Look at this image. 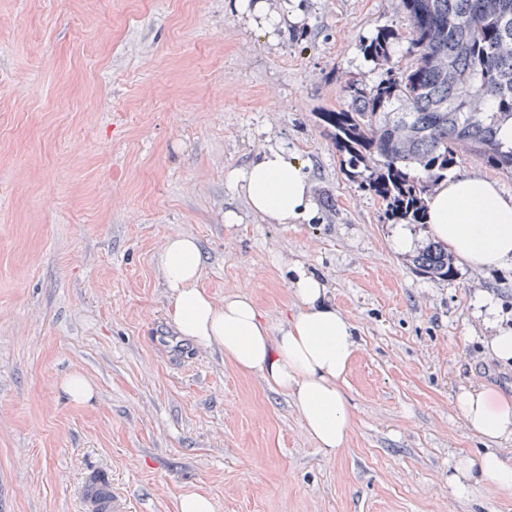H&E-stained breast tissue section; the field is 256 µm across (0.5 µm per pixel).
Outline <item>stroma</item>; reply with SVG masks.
<instances>
[{"mask_svg":"<svg viewBox=\"0 0 512 512\" xmlns=\"http://www.w3.org/2000/svg\"><path fill=\"white\" fill-rule=\"evenodd\" d=\"M299 5L283 37L224 0H0V512H88L98 473L130 512H177L190 488L214 512H512L511 492L448 487L491 445L457 391L512 399L473 315L489 295L512 324V267L416 272L322 120L380 77L361 51L378 29L406 61L409 20L400 0ZM271 145L308 172L311 223H269L227 184ZM175 234L197 239L203 288L249 295L274 329L295 263L326 278L357 337L336 456L292 398L177 336L157 265ZM71 373L92 400L61 389Z\"/></svg>","mask_w":512,"mask_h":512,"instance_id":"stroma-1","label":"stroma"}]
</instances>
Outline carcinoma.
Listing matches in <instances>:
<instances>
[{
    "instance_id": "cac0c4a2",
    "label": "carcinoma",
    "mask_w": 512,
    "mask_h": 512,
    "mask_svg": "<svg viewBox=\"0 0 512 512\" xmlns=\"http://www.w3.org/2000/svg\"><path fill=\"white\" fill-rule=\"evenodd\" d=\"M410 21L406 68L387 70L369 85L344 87L348 108L331 112L337 150L348 175L386 203L390 218L426 223L427 199L463 149L489 168L512 175V143L499 129L512 124V0H401ZM398 34L383 28L363 42L378 63ZM494 109L487 112L483 101ZM420 274L456 276L448 246L432 242L412 259Z\"/></svg>"
}]
</instances>
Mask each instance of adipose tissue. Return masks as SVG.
I'll list each match as a JSON object with an SVG mask.
<instances>
[{"mask_svg":"<svg viewBox=\"0 0 512 512\" xmlns=\"http://www.w3.org/2000/svg\"><path fill=\"white\" fill-rule=\"evenodd\" d=\"M230 187L251 211L277 224L314 218L312 185L306 171L277 146L260 152L228 174ZM431 234L472 268L512 264V194L479 174L449 177L435 187L427 209ZM170 296L167 318L194 344L218 346L237 370L256 373L294 399L306 432L320 451L336 454L352 428L343 384L356 351L352 323L333 301L322 276L306 265L292 269L290 287L299 308L271 330L251 297L216 302L200 284V247L190 236L167 239L158 257ZM454 405L480 436L512 439V401L485 387L460 389ZM456 496L487 485L512 492V462L495 449L478 448L457 458L448 476Z\"/></svg>","mask_w":512,"mask_h":512,"instance_id":"adipose-tissue-1","label":"adipose tissue"}]
</instances>
